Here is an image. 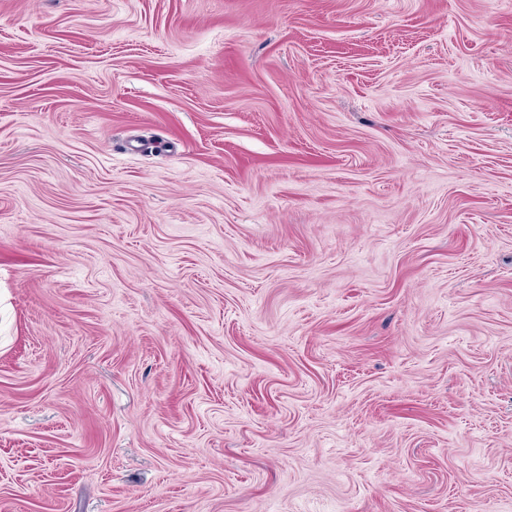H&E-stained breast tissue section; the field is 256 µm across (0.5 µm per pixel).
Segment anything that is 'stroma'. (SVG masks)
Masks as SVG:
<instances>
[{
    "label": "stroma",
    "instance_id": "1",
    "mask_svg": "<svg viewBox=\"0 0 512 512\" xmlns=\"http://www.w3.org/2000/svg\"><path fill=\"white\" fill-rule=\"evenodd\" d=\"M0 512H512V0H0Z\"/></svg>",
    "mask_w": 512,
    "mask_h": 512
}]
</instances>
